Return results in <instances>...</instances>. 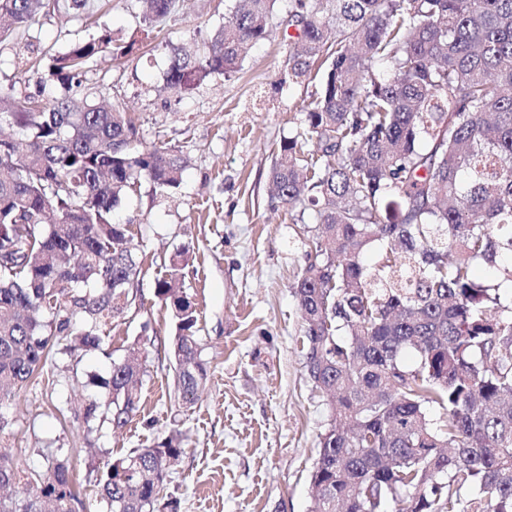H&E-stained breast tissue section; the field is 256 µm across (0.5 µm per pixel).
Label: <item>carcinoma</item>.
Instances as JSON below:
<instances>
[{"mask_svg": "<svg viewBox=\"0 0 512 512\" xmlns=\"http://www.w3.org/2000/svg\"><path fill=\"white\" fill-rule=\"evenodd\" d=\"M156 27L175 0H138ZM279 0H236L191 54L170 46L164 90L179 96L235 73L272 33ZM100 0H0V43L36 15L87 22ZM291 72L329 62L306 106L316 152L281 145L274 197L319 221L295 285L305 367L331 412L311 475L313 512H512V0H288ZM102 27L49 56L69 89L112 48ZM0 405L53 355L54 337L100 348L99 331L129 306L139 262L112 212L136 183L165 190L188 165L168 144L142 145L118 106L71 94L20 97L0 83ZM383 245L378 264L371 244ZM496 270L480 281L477 264ZM179 334L170 353L184 397L207 371L194 308L177 268L158 281ZM144 371L112 365L104 402L84 405L87 432L125 427ZM443 411L442 423L430 409ZM182 452L171 436L91 464L105 512H179L165 493ZM39 471L0 454V512H74L68 459Z\"/></svg>", "mask_w": 512, "mask_h": 512, "instance_id": "carcinoma-1", "label": "carcinoma"}]
</instances>
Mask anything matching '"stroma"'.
<instances>
[{"mask_svg": "<svg viewBox=\"0 0 512 512\" xmlns=\"http://www.w3.org/2000/svg\"><path fill=\"white\" fill-rule=\"evenodd\" d=\"M232 0H179L143 48L99 58L81 93L121 104L143 144L178 146L188 158L180 186L162 193L141 182L115 210L128 225L142 272L135 301L100 333L101 349L53 355L15 400L0 405L7 427L0 452L30 469L61 450L80 482L79 512H101L86 479L91 451L113 456L152 447L169 436L182 453L166 492L181 512H312L310 475L330 411L310 382L294 283L307 264L313 211L288 209L270 193L269 171L281 144L301 132L300 107L319 75L293 79L288 4L280 0L273 33L256 44L229 77H217L175 98L163 89L170 45L200 48L230 15ZM101 21L116 44L141 33L133 0H112ZM78 22L38 15L28 42L0 44V80L18 95L58 94L48 69L27 72L19 57L63 49V28ZM177 270L196 309L194 335L207 379L194 402L175 392L165 357L179 320L157 294ZM145 358L141 405L120 431L86 433L82 398L105 397L114 362L131 349ZM68 409L67 422L57 418Z\"/></svg>", "mask_w": 512, "mask_h": 512, "instance_id": "35a3bbf8", "label": "stroma"}]
</instances>
